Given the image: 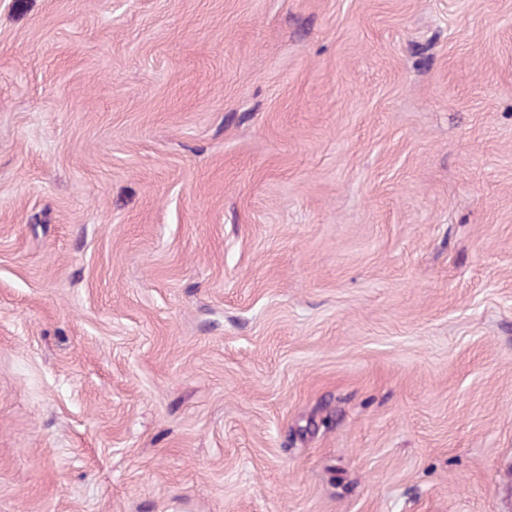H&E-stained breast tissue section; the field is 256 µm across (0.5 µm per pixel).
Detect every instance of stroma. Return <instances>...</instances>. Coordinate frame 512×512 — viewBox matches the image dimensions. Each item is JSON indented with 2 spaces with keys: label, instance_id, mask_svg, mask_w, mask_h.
Segmentation results:
<instances>
[{
  "label": "stroma",
  "instance_id": "stroma-1",
  "mask_svg": "<svg viewBox=\"0 0 512 512\" xmlns=\"http://www.w3.org/2000/svg\"><path fill=\"white\" fill-rule=\"evenodd\" d=\"M0 512H512V0H0Z\"/></svg>",
  "mask_w": 512,
  "mask_h": 512
}]
</instances>
